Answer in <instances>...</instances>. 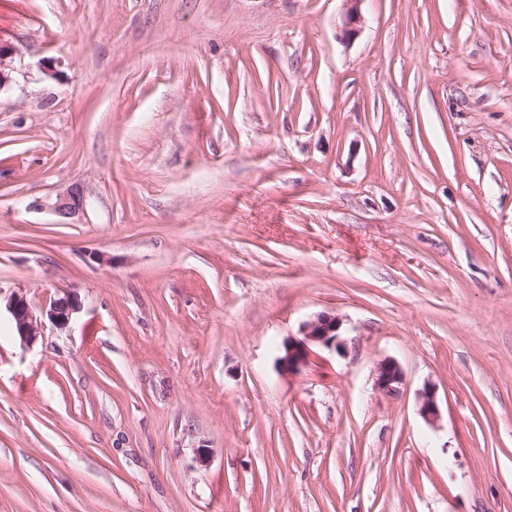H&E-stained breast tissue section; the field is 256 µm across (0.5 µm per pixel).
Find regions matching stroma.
Masks as SVG:
<instances>
[{
  "instance_id": "1",
  "label": "stroma",
  "mask_w": 512,
  "mask_h": 512,
  "mask_svg": "<svg viewBox=\"0 0 512 512\" xmlns=\"http://www.w3.org/2000/svg\"><path fill=\"white\" fill-rule=\"evenodd\" d=\"M360 11L0 0V512H512V0ZM84 205L83 193L79 188H72L65 194L59 195L50 208L62 218H72L83 210ZM6 310L20 342L26 346L33 345L40 336L42 322L35 315L24 293L12 294L7 301ZM80 309V303L77 295L73 292H67L64 296L54 299L48 308L42 313L48 320L59 327L67 326L73 318V315ZM340 327L339 318L325 314L304 323L301 331L303 338L290 339L283 344V354L279 358L283 371L288 374L297 371L308 359L310 344L326 348L334 346L336 349L343 347L345 343L339 334ZM402 382L403 374L395 361L385 360L379 364L375 382L379 392L387 396H395L399 392Z\"/></svg>"
}]
</instances>
